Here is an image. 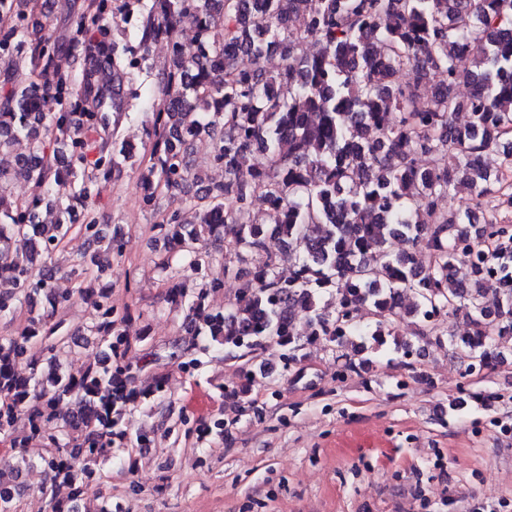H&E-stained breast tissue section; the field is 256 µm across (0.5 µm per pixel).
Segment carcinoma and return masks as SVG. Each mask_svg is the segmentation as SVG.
Wrapping results in <instances>:
<instances>
[{"instance_id": "cac0c4a2", "label": "carcinoma", "mask_w": 512, "mask_h": 512, "mask_svg": "<svg viewBox=\"0 0 512 512\" xmlns=\"http://www.w3.org/2000/svg\"><path fill=\"white\" fill-rule=\"evenodd\" d=\"M71 10L58 37L51 6L0 0V322L39 297L49 303L0 336V437L13 449L31 440L47 448L38 462L52 483L47 512H80L91 494L99 512H112V496L88 475L128 446L126 412L163 392L160 381L135 385L125 353L145 330L131 331L130 313L112 306L102 254L77 258L64 275L55 261L74 235L123 256L122 237L103 235L101 201L127 163L144 207L171 199L152 229L182 271L201 278L197 292L167 295L186 310L189 335L230 353L273 343L294 365L322 340L343 361L342 377L355 368L346 350L380 345L402 316L420 335L440 336L442 318L461 311L470 333L449 337L448 351L463 375L501 358L499 340L512 336V245L488 252L499 234L493 216L469 228L481 199L501 190L483 155L495 150L512 169V0H81ZM180 24L194 29L195 44L171 43L138 158L119 138L138 98L134 75ZM304 41L314 53H298ZM476 41L484 50L473 62ZM272 53L281 59L274 74L263 64ZM404 70L414 82L397 80ZM433 70L444 79L427 97ZM203 136L224 183L188 195L202 176L187 151ZM22 139L27 150L14 152ZM422 155L430 166L418 164ZM13 166L26 172L29 194L7 203ZM461 183L475 191L473 206L442 207ZM256 195L273 223L254 220ZM43 205L54 221L38 220ZM270 238L281 256L268 251ZM395 239L404 248L392 250ZM17 240L25 250L11 248ZM221 242L235 262L217 272L209 247ZM232 275L235 300L206 310L209 291ZM74 283L92 299L85 331L97 341V356L76 373L67 364L77 345L63 341L69 331L57 317ZM365 306L372 326L357 319ZM21 356L28 376L14 370ZM20 423L23 439L13 437ZM14 478L0 472V512H18ZM57 484L70 486L68 499L53 493Z\"/></svg>"}]
</instances>
